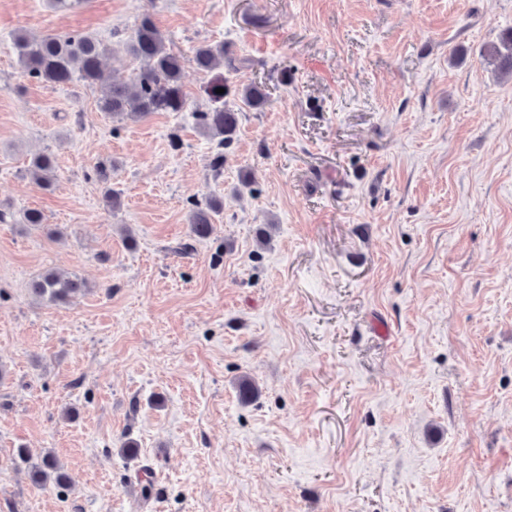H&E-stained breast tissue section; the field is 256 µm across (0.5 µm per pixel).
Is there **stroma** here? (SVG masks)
Returning <instances> with one entry per match:
<instances>
[{"instance_id":"1","label":"stroma","mask_w":512,"mask_h":512,"mask_svg":"<svg viewBox=\"0 0 512 512\" xmlns=\"http://www.w3.org/2000/svg\"><path fill=\"white\" fill-rule=\"evenodd\" d=\"M146 11L198 104L203 43L264 88L227 145L20 69L16 31L79 32L129 77ZM511 32L512 0H0V512H512ZM48 269L87 291L36 300ZM27 171L37 186L44 189L49 188L56 179V163L53 155L44 152L33 157ZM219 210V204L216 201H209L205 207H197L190 215V234L196 238H205L209 235L212 226L211 213ZM14 461L18 466L26 468L31 479L41 486H46L52 477L56 483L68 482L70 479L49 452L34 454L30 448H16Z\"/></svg>"}]
</instances>
